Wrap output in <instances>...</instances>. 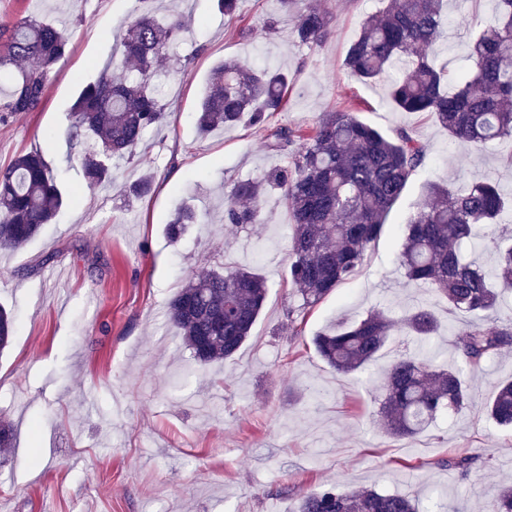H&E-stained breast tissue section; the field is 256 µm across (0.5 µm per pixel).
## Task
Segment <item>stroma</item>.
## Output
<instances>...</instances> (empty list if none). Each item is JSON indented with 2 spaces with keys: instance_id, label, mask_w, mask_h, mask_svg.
Returning <instances> with one entry per match:
<instances>
[{
  "instance_id": "1",
  "label": "stroma",
  "mask_w": 512,
  "mask_h": 512,
  "mask_svg": "<svg viewBox=\"0 0 512 512\" xmlns=\"http://www.w3.org/2000/svg\"><path fill=\"white\" fill-rule=\"evenodd\" d=\"M311 2L331 16L314 48L297 42L278 0H240L232 17L217 0H0V23L72 27L41 108L0 123V167L41 150L67 198L32 241L0 253V304L15 322L0 353V419L13 427L0 450V512H295L304 494L329 486L406 493L420 512H484L499 484L512 482V430L481 411L512 379V349L470 377L468 411L395 441L377 418L379 370L336 373L313 345L317 333L374 309L444 314L436 293L406 283L399 226L431 181L459 189L490 174L512 194V139L471 150L430 116L393 109L388 79L363 84L343 66L381 0ZM495 10V0H450L438 62L460 71L467 28ZM142 12L181 15L188 28L160 86L167 117L132 162L119 163L111 187L91 190L69 138L71 108ZM270 16L280 20L274 34L262 28ZM227 58L287 73L288 103L272 124L309 129L354 103L364 122L390 136L409 131L427 149L358 275L304 313L288 285L292 227L281 194L267 195L258 224L224 221L234 182L289 164L247 123L199 133V100ZM146 172L152 191L129 197ZM185 204L199 222L170 241L165 226ZM221 266L260 275L268 293L234 359L199 365L166 304L189 278ZM453 454L470 456L468 474L448 466Z\"/></svg>"
}]
</instances>
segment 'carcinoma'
Masks as SVG:
<instances>
[{"instance_id": "carcinoma-1", "label": "carcinoma", "mask_w": 512, "mask_h": 512, "mask_svg": "<svg viewBox=\"0 0 512 512\" xmlns=\"http://www.w3.org/2000/svg\"><path fill=\"white\" fill-rule=\"evenodd\" d=\"M293 14L296 39L318 46L330 27L327 13L302 0H278ZM386 6L361 24L343 65L371 83L398 70L387 89L388 103L400 112L425 113L448 137L471 148L512 138V0H497L498 13L474 30L465 46L469 68L457 75L431 58L445 20L446 0H383ZM186 33L181 18L142 14L129 25L119 56L118 79L103 75L82 87L73 105L71 139L84 147L82 168L90 187L112 183V166L130 160L146 133L166 118L156 80L160 62L172 55ZM70 30L32 18L0 24V72L11 78L0 94V123L41 106L51 67L65 55ZM288 74L256 69L246 61L218 64L201 97L200 133L232 127L249 118L266 147L291 155L288 167L233 185L225 221L258 224L264 197L277 188L289 209L293 234L288 283L310 309L343 281L354 277L368 247L382 234L386 219L424 163L426 146L410 133L390 137L363 122L352 106L325 113L310 130L275 127L269 114L286 103ZM299 144L294 150L292 146ZM64 204L42 152L15 157L0 168V250L14 251L35 238ZM512 212V197L492 176L466 187L427 184L425 203L404 228L400 263L405 278L441 296L448 317L468 313L455 336L456 360L434 363L431 338L441 321L435 311L411 307L397 320L375 310L358 322L314 339L320 356L338 373L366 369L381 359L389 337L401 335L416 350L399 354L382 372L378 415L386 435L410 439L443 411L471 406L467 374L512 347V327L493 317L501 292L512 290V246L497 232ZM197 223L194 209L178 208L167 234L178 240ZM485 249L497 256L487 272L469 259L467 248L483 227ZM267 296L259 275L234 269L211 271L188 281L168 301L169 322L203 365L230 360L251 336ZM14 319L0 306V351L13 339ZM496 424L512 426V381L497 384L484 405ZM296 512H418L406 494L337 487L302 496ZM488 512H512V486L501 488Z\"/></svg>"}]
</instances>
